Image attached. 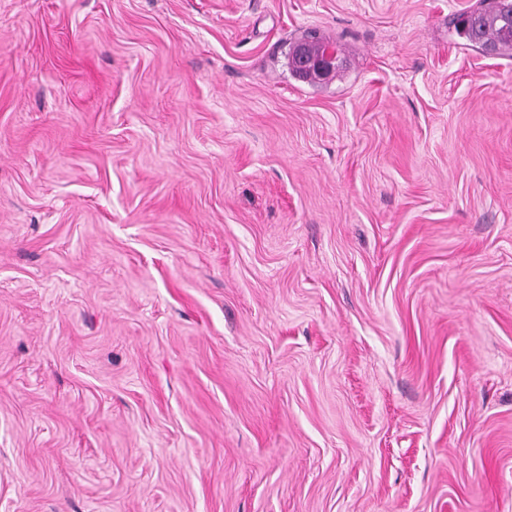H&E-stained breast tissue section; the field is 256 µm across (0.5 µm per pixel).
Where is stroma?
I'll list each match as a JSON object with an SVG mask.
<instances>
[{"mask_svg": "<svg viewBox=\"0 0 512 512\" xmlns=\"http://www.w3.org/2000/svg\"><path fill=\"white\" fill-rule=\"evenodd\" d=\"M481 5L0 0V512H512ZM302 38H310L311 50L314 53L322 52L327 49H333L337 53L340 51L338 45L325 37L320 36L316 31H309ZM304 41H297L293 45V56L296 61V73L303 78H314L317 80H326L332 77L336 71V54L332 51L314 54ZM311 80L308 83H317L319 81Z\"/></svg>", "mask_w": 512, "mask_h": 512, "instance_id": "35a3bbf8", "label": "stroma"}]
</instances>
